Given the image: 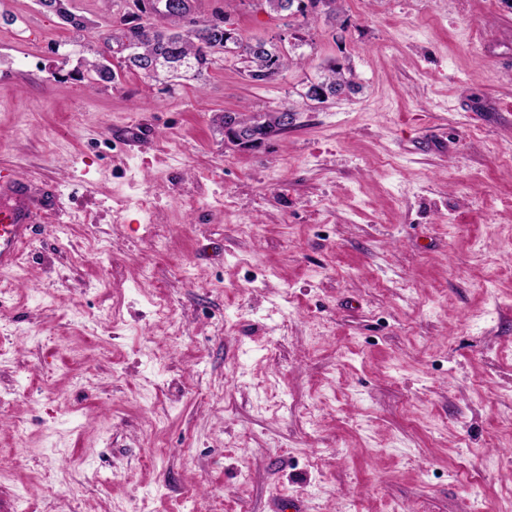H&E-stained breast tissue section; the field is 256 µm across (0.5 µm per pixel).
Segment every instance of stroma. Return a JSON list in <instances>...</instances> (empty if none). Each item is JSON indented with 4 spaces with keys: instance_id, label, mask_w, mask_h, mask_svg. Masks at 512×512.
Here are the masks:
<instances>
[{
    "instance_id": "1",
    "label": "stroma",
    "mask_w": 512,
    "mask_h": 512,
    "mask_svg": "<svg viewBox=\"0 0 512 512\" xmlns=\"http://www.w3.org/2000/svg\"><path fill=\"white\" fill-rule=\"evenodd\" d=\"M70 7L0 0V170L58 196L0 271V512H512V0H195L300 35L263 84L145 79L127 0ZM245 107L298 120L238 151ZM43 10L60 17L64 22L70 24L74 29L81 30L85 28V21L80 16L71 13L66 6L68 0H41ZM83 66L87 73L88 80L91 84H97L98 82H112L116 78V74L112 67H107L101 63V59L96 56L84 57ZM308 84L311 85L308 91L317 94L321 99L318 102V99L312 93L304 97L316 104L324 103L329 98L339 97L343 94L355 93L359 89L358 85L353 81L351 69L340 64L329 66L320 77L313 81L310 80ZM236 112L224 113L222 118V127L224 129V142L230 144L238 149H250L253 144H264L267 142V137L261 135L259 132H254L252 137H244L240 134L237 127ZM261 141V142H260Z\"/></svg>"
}]
</instances>
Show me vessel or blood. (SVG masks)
<instances>
[{
    "label": "vessel or blood",
    "instance_id": "1",
    "mask_svg": "<svg viewBox=\"0 0 512 512\" xmlns=\"http://www.w3.org/2000/svg\"><path fill=\"white\" fill-rule=\"evenodd\" d=\"M40 201L22 176L0 174V270L12 268L29 240Z\"/></svg>",
    "mask_w": 512,
    "mask_h": 512
}]
</instances>
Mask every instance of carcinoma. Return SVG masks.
Segmentation results:
<instances>
[{"mask_svg":"<svg viewBox=\"0 0 512 512\" xmlns=\"http://www.w3.org/2000/svg\"><path fill=\"white\" fill-rule=\"evenodd\" d=\"M43 10L60 17L74 29L85 28L83 18L71 13L66 6L67 0H42ZM262 6L273 13H304L306 3L313 5L319 0H260ZM137 37V54L125 61V66L142 75H147L144 64L159 57L169 58L195 76L213 63V56L223 51L224 32L226 27H204L197 33L184 30L182 16L173 10L159 13L158 23L144 28L141 24L126 27ZM236 48L235 57H247L248 65L255 71L263 72L270 77L277 76L289 66L301 63L296 58L281 50L273 42L245 41L236 38L232 44ZM83 66L90 83L112 82L116 74L112 68L101 63V59L93 56L83 58ZM310 91L320 96L319 102L324 103L333 97L347 93H355L359 86L353 81L351 69L340 64L328 67L320 77L309 81Z\"/></svg>","mask_w":512,"mask_h":512,"instance_id":"carcinoma-1","label":"carcinoma"}]
</instances>
